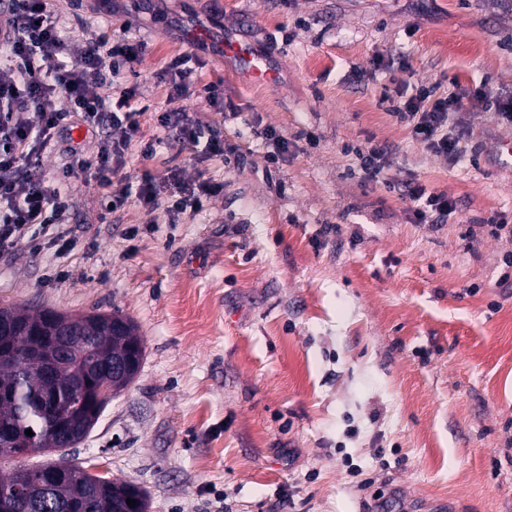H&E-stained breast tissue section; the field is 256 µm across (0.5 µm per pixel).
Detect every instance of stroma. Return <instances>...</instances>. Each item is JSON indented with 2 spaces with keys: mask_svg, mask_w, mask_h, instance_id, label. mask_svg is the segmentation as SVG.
Listing matches in <instances>:
<instances>
[{
  "mask_svg": "<svg viewBox=\"0 0 512 512\" xmlns=\"http://www.w3.org/2000/svg\"><path fill=\"white\" fill-rule=\"evenodd\" d=\"M95 6L51 10L75 44L149 46L111 95L139 84L143 132L163 145L130 146L125 173L176 168L224 190L178 224L134 203L103 224L80 183L62 278L28 244L0 256V303L118 312L145 347L69 458L142 486L149 512H375L381 497L512 512V238L482 226L512 222V168L494 160L512 129L493 106L512 97V0H119L108 23ZM193 18L269 53L276 84L240 82L217 41L187 43L177 25ZM190 52L205 66L186 100L157 75ZM429 85L487 93L459 116L476 158L449 165L389 115L386 97ZM186 107L222 130L225 157L198 160L159 125ZM266 127L290 142L273 168ZM367 142L391 149L385 185L355 171ZM414 180L453 200L447 223H415L396 192ZM327 224L339 234L316 245Z\"/></svg>",
  "mask_w": 512,
  "mask_h": 512,
  "instance_id": "1",
  "label": "stroma"
}]
</instances>
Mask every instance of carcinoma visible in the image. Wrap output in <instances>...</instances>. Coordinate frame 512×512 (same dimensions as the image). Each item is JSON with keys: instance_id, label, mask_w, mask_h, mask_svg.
Masks as SVG:
<instances>
[{"instance_id": "cac0c4a2", "label": "carcinoma", "mask_w": 512, "mask_h": 512, "mask_svg": "<svg viewBox=\"0 0 512 512\" xmlns=\"http://www.w3.org/2000/svg\"><path fill=\"white\" fill-rule=\"evenodd\" d=\"M53 312L49 307L0 304V341L15 354L14 362L0 363V429L12 433L0 445L14 442L32 454L82 442L97 419L72 387L90 385L87 364L126 355L142 345L138 327L130 318L119 313H89L75 323L79 337L63 347L55 343ZM43 337L46 356L55 357L64 348L70 352L69 364L61 366L53 380L44 378L26 359L30 346ZM52 392L69 401V417L63 423L45 406L44 398ZM27 429L33 435H26ZM61 463L65 467L50 488L36 486L37 470H52ZM2 490L19 496L17 512H148L149 508L148 496L139 486L94 475L64 456L31 467L21 463L0 474ZM128 498L136 500V505L128 506Z\"/></svg>"}]
</instances>
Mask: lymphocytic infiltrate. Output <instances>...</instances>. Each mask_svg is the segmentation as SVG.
Returning a JSON list of instances; mask_svg holds the SVG:
<instances>
[{
	"label": "lymphocytic infiltrate",
	"instance_id": "1",
	"mask_svg": "<svg viewBox=\"0 0 512 512\" xmlns=\"http://www.w3.org/2000/svg\"><path fill=\"white\" fill-rule=\"evenodd\" d=\"M49 0H0V254L22 241L60 256L74 244L68 224L72 215V187L94 179L99 190L101 221L128 202L162 210L168 223L205 210L223 184L211 179L184 181L170 172L169 194H162L155 178L122 173L130 144H138L143 157L156 154L161 139L145 137L140 109L131 105L136 88L119 99L108 93L115 78L133 70L147 50L144 42L107 35L74 50L63 20L51 15ZM463 97H442L436 87L418 88L407 100H391L388 111L411 137L456 164L468 148L454 128L464 110ZM160 125L175 133L183 145L198 149L200 157H218L225 151L224 136L208 129L197 113L187 110L159 115ZM97 132L92 158L71 148L68 162L51 179L36 176L43 153L59 149L78 126ZM121 129L115 140L108 127ZM418 224H439L454 213L446 194L409 182L402 192Z\"/></svg>",
	"mask_w": 512,
	"mask_h": 512
}]
</instances>
